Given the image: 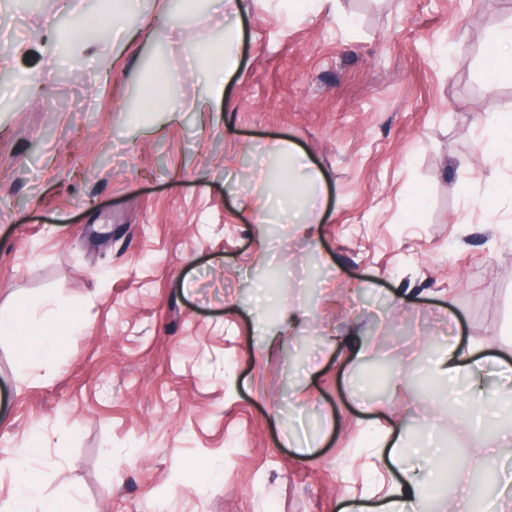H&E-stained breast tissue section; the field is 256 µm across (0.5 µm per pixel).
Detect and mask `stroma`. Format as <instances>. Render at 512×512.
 I'll return each mask as SVG.
<instances>
[{"label": "stroma", "mask_w": 512, "mask_h": 512, "mask_svg": "<svg viewBox=\"0 0 512 512\" xmlns=\"http://www.w3.org/2000/svg\"><path fill=\"white\" fill-rule=\"evenodd\" d=\"M215 112L191 54L213 0H0V461L35 446L29 512H339L384 466L386 418L468 459L502 413L448 422L449 340L512 367V155L492 124L491 36L512 0H245ZM108 19L61 55L49 31ZM165 105L142 109L155 75ZM303 154L311 236L256 223L260 172ZM0 334L8 335L18 340L26 339L28 329L22 310L0 311ZM56 338L54 336H42L41 340L25 348V354L30 361H37L46 368L53 364Z\"/></svg>", "instance_id": "1"}]
</instances>
